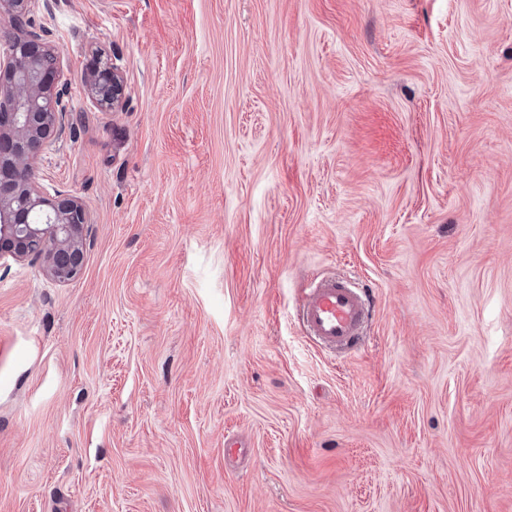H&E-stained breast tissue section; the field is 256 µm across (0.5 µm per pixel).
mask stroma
Returning <instances> with one entry per match:
<instances>
[{"instance_id": "1", "label": "stroma", "mask_w": 512, "mask_h": 512, "mask_svg": "<svg viewBox=\"0 0 512 512\" xmlns=\"http://www.w3.org/2000/svg\"><path fill=\"white\" fill-rule=\"evenodd\" d=\"M32 19L68 107L33 176L88 226L72 282L0 264V512H512V0ZM349 274L332 353L297 312ZM86 93L92 105L101 112L116 111L125 98L121 75L112 65V59L96 51L88 62ZM371 302L350 278L315 277L306 289L298 319L321 348L348 352L364 340Z\"/></svg>"}]
</instances>
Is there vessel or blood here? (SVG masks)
Listing matches in <instances>:
<instances>
[{
    "instance_id": "vessel-or-blood-1",
    "label": "vessel or blood",
    "mask_w": 512,
    "mask_h": 512,
    "mask_svg": "<svg viewBox=\"0 0 512 512\" xmlns=\"http://www.w3.org/2000/svg\"><path fill=\"white\" fill-rule=\"evenodd\" d=\"M370 310L369 295L351 279L321 276L311 280L298 319L321 348L347 352L362 343Z\"/></svg>"
}]
</instances>
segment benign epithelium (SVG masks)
I'll return each mask as SVG.
<instances>
[{"label": "benign epithelium", "mask_w": 512, "mask_h": 512, "mask_svg": "<svg viewBox=\"0 0 512 512\" xmlns=\"http://www.w3.org/2000/svg\"><path fill=\"white\" fill-rule=\"evenodd\" d=\"M40 0H0L20 23ZM0 261L43 260L46 274L68 283L82 272L87 214L80 199L45 192L32 170L45 148L65 130L62 51L26 31L0 55ZM86 93L100 112L116 111L125 98L112 59L97 51L87 67Z\"/></svg>", "instance_id": "7a95c632"}]
</instances>
